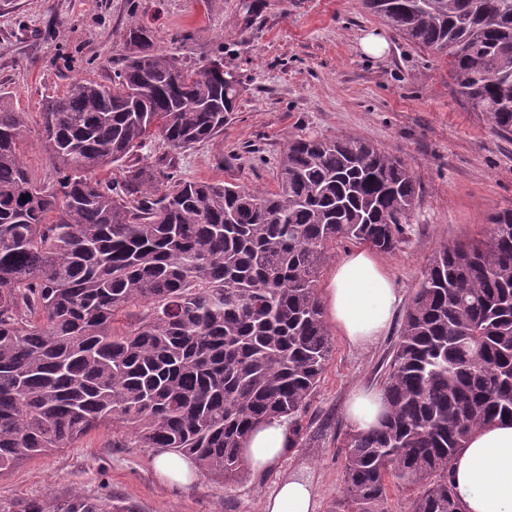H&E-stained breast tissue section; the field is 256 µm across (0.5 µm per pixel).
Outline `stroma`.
I'll list each match as a JSON object with an SVG mask.
<instances>
[{
	"mask_svg": "<svg viewBox=\"0 0 512 512\" xmlns=\"http://www.w3.org/2000/svg\"><path fill=\"white\" fill-rule=\"evenodd\" d=\"M134 23L184 66L219 57L239 79L223 135L181 153L177 177L274 186L283 147L296 135L359 136L411 164L420 192L409 240L379 256L401 303L390 331L370 347L332 333L330 360L302 414L303 444L278 467L244 469L228 486L203 473L175 489L158 478L155 450L123 447L120 431L103 427L78 447L0 472V512H23L31 500L73 489L137 512H261L263 498L290 474L312 483L316 512H331L352 429L346 401L379 386L433 252L484 238L490 216L512 208V141L458 97L447 58L395 34L362 0H0V88L29 114L22 153L34 179L52 173L39 126L43 98L76 78L110 82ZM370 32L387 42L381 57L359 46Z\"/></svg>",
	"mask_w": 512,
	"mask_h": 512,
	"instance_id": "stroma-1",
	"label": "stroma"
}]
</instances>
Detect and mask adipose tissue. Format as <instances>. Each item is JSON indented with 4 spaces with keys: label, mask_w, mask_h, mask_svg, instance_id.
<instances>
[{
    "label": "adipose tissue",
    "mask_w": 512,
    "mask_h": 512,
    "mask_svg": "<svg viewBox=\"0 0 512 512\" xmlns=\"http://www.w3.org/2000/svg\"><path fill=\"white\" fill-rule=\"evenodd\" d=\"M400 297L388 269L372 253L356 250L337 262L325 303L340 335L352 346L376 342L390 330ZM289 428L273 419L256 426L242 455L255 471L277 465L288 446ZM450 480L464 512H512V421L475 431L454 458ZM312 486L291 476L265 498L263 512H315Z\"/></svg>",
    "instance_id": "ef3b65f1"
}]
</instances>
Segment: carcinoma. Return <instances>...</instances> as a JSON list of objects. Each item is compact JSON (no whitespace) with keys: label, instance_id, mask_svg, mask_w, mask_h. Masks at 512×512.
<instances>
[{"label":"carcinoma","instance_id":"cac0c4a2","mask_svg":"<svg viewBox=\"0 0 512 512\" xmlns=\"http://www.w3.org/2000/svg\"><path fill=\"white\" fill-rule=\"evenodd\" d=\"M362 2L447 57L460 97L512 139V0ZM126 43L112 83L76 78L43 101L46 181L19 152L28 113L0 90V471L120 423L127 446L191 457L228 485L258 424L284 418L301 444L332 352L317 291L330 248L399 249L419 185L353 136L289 139L274 188L133 164L148 141L171 167L224 133L238 87L213 59L186 68L141 26ZM139 304L145 316L117 328ZM380 390L379 425L347 434L334 512H391L393 486L412 492L409 512H463L453 459L479 427L512 420V209L485 238L433 253ZM24 512L135 509L72 490Z\"/></svg>","mask_w":512,"mask_h":512}]
</instances>
